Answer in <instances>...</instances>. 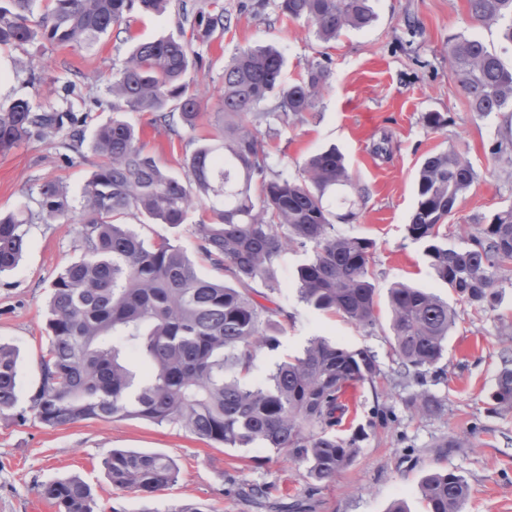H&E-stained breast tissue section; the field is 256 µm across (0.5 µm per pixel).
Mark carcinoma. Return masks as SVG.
<instances>
[{
	"instance_id": "obj_1",
	"label": "carcinoma",
	"mask_w": 512,
	"mask_h": 512,
	"mask_svg": "<svg viewBox=\"0 0 512 512\" xmlns=\"http://www.w3.org/2000/svg\"><path fill=\"white\" fill-rule=\"evenodd\" d=\"M169 2L0 0V47L24 51L42 40L90 49L112 30L121 34L133 8L162 14ZM467 2L473 20L499 25L512 44V0ZM279 8L306 21L324 42L347 28L364 29L375 17L373 0H280ZM179 15L189 38L139 42L112 73V112H141L170 132L196 129L201 101L188 75L205 63L193 42L224 31L230 20L219 0H181ZM448 60L471 111L489 116L512 109V67L481 39L450 36ZM283 66L282 55L268 47L242 48L232 56L224 65L213 133L184 156L182 177L146 150L127 120L98 123L86 136L102 102L73 82L61 86L58 107L27 99L0 105L1 152L64 132L65 148L86 143L100 158L80 198L57 181L38 190L43 223H67L78 214L80 250L50 284L48 344L30 399L40 422L139 418L224 447L259 443L305 463L316 482L331 481L353 464L366 432L337 433L344 414L340 398L350 386L376 387L382 369L370 349L314 336L300 355L275 363L262 378L252 376L258 354L278 349L275 317L284 313L258 302L254 284L278 290L277 270L290 246L309 254L296 271L302 302L362 328L376 324L374 242L336 230V224L356 219L364 202L344 155L336 148L317 152L293 179L269 163L261 126L304 120L330 78L328 67L316 63L286 85ZM76 100L85 106L80 115L73 112ZM477 179L458 149L427 156L408 232L424 244L435 278L486 311L499 304L500 274L512 270V206L462 246H448L442 232ZM329 193L342 212L326 208ZM202 201L207 205L194 231L200 252L224 271L222 281L201 277L187 252L169 239L147 243L122 223L141 215L179 227ZM27 223L15 213L0 217V275L18 265ZM388 308L396 373L417 385L407 404L433 414L441 401L427 388V377L444 373L440 363L457 312L429 289L404 283L388 289ZM17 380V353L0 343L1 420L14 417ZM490 399L497 412H512V355L501 357ZM103 466L115 488L144 496L178 478L173 460L158 453L114 449ZM44 494L56 500L59 512L98 509L91 486L76 476L48 483ZM421 494L425 512H462L470 488L441 470L423 478Z\"/></svg>"
}]
</instances>
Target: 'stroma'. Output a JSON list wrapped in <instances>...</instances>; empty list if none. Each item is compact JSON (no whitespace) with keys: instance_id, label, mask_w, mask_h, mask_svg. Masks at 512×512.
Instances as JSON below:
<instances>
[{"instance_id":"stroma-1","label":"stroma","mask_w":512,"mask_h":512,"mask_svg":"<svg viewBox=\"0 0 512 512\" xmlns=\"http://www.w3.org/2000/svg\"><path fill=\"white\" fill-rule=\"evenodd\" d=\"M220 2L231 18L229 28L210 42L194 45L211 62L209 73L195 76L204 112L196 130L165 133L150 126L141 113L129 112L125 118L139 127L147 150L178 174L190 141L213 131L224 63L239 48L275 47L285 59L283 79L288 83L299 79L307 64L329 66V83L306 121L289 127L274 122L264 133L274 170L295 177L308 155L335 146L354 179L366 188L356 219L338 230L375 243L377 321L365 330L301 302L295 275L307 256L288 251L278 270L279 290L270 296L271 307L285 312L280 346L275 355H259L253 374L265 376L275 360L297 354L315 335L375 352L386 378L378 387L354 390L349 404L356 424L366 430L357 460L334 480L317 483L308 478L305 465L287 453L257 444L216 448L174 425L136 418L57 427L40 423L29 409V398L40 383L50 284L79 250L72 225L36 219L29 225L19 265L0 276V343L20 355L16 417L0 420V512H31L35 507L58 512L43 496V486L71 475L92 486L100 512H173L184 504L212 512H291L297 502L304 503L306 512H387L397 499L409 512H424L420 484L436 470L455 472L467 482L470 496L463 512H512V413H495L489 401L501 354L512 350V271L500 280V305L475 311L435 279L423 244L407 231L421 162L453 147L464 151L478 179L445 227L448 244H461L494 213L512 206V166L492 155L497 142L512 138V112L487 117L471 112L448 65V38L458 32L477 36L509 66L512 45L503 41L498 26L472 20L467 0H374L376 19L370 27L345 30L329 43L318 40L305 21L283 18L279 0ZM128 25L129 39L110 33L88 50L30 47L25 54L43 75L34 85L14 65L23 53L1 49L0 102L20 97L54 105L58 86L73 81L102 101L94 118L107 119V82L132 42L181 35L174 6L161 15L132 11ZM429 112L441 113L446 125L428 126L424 116ZM385 135L390 138L389 152L375 155L372 147ZM96 162L88 147L64 151L58 136L0 152V213L36 209L38 188L49 179H61L72 196H79ZM200 214V209H192L186 223L176 228L141 216L128 222L145 240L169 238L194 257L201 277L220 280L223 271L198 249L193 226ZM398 282L434 291L458 314L442 361L444 378L429 385L444 403L436 415L409 408L407 390L391 379L395 364L387 290ZM377 404L387 412L379 423L372 417ZM451 436L464 439V447L445 448L443 442ZM115 448L170 457L179 469L176 482L149 497L116 489L103 467ZM255 485L265 488V498L250 496Z\"/></svg>"}]
</instances>
